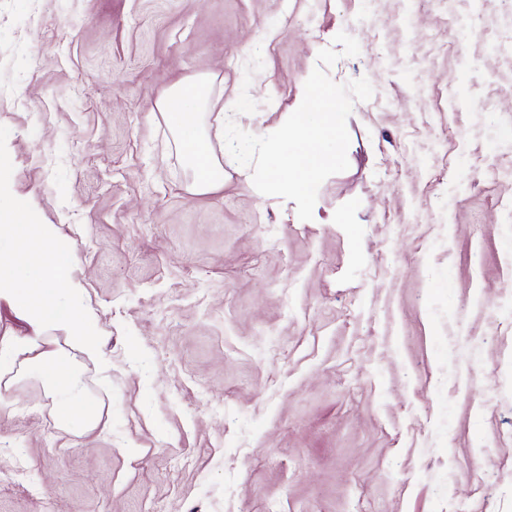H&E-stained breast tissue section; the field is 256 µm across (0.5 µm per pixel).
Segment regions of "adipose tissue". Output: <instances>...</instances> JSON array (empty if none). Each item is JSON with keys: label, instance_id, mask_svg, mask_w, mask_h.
<instances>
[{"label": "adipose tissue", "instance_id": "adipose-tissue-1", "mask_svg": "<svg viewBox=\"0 0 512 512\" xmlns=\"http://www.w3.org/2000/svg\"><path fill=\"white\" fill-rule=\"evenodd\" d=\"M202 98L201 86L182 84L163 109L180 151L191 163L195 187L206 191L223 183L224 170L190 115ZM8 167L0 155V301L19 312L32 333L0 336V374L16 370L36 377L54 399L64 427L92 429L99 425L101 414L81 397L75 358L100 360L101 338L86 315L85 290L71 276L70 253L55 227L39 223L20 200L2 193ZM49 332L62 335L64 347L45 349Z\"/></svg>", "mask_w": 512, "mask_h": 512}]
</instances>
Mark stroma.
<instances>
[{"instance_id": "stroma-1", "label": "stroma", "mask_w": 512, "mask_h": 512, "mask_svg": "<svg viewBox=\"0 0 512 512\" xmlns=\"http://www.w3.org/2000/svg\"><path fill=\"white\" fill-rule=\"evenodd\" d=\"M511 8L0 0L10 189L67 244L104 356L77 361L88 431L10 387L0 512H512ZM342 31L360 53L327 74L374 94L303 221L225 159L221 118L280 128ZM189 81L225 160L209 193L160 109Z\"/></svg>"}]
</instances>
